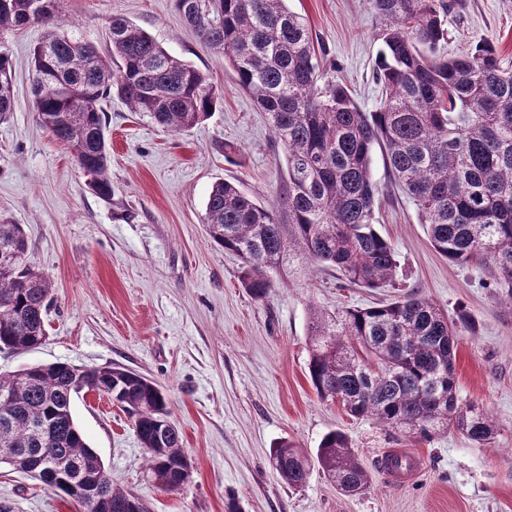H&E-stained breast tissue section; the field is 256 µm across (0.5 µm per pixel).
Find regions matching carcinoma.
<instances>
[{"label":"carcinoma","mask_w":512,"mask_h":512,"mask_svg":"<svg viewBox=\"0 0 512 512\" xmlns=\"http://www.w3.org/2000/svg\"><path fill=\"white\" fill-rule=\"evenodd\" d=\"M58 0H0V43L12 31L39 25L32 53L33 107L40 126L69 149L98 195L112 196L105 113L96 102L117 96L133 112L173 133L209 119L223 100L207 76L170 56L146 31L114 18L109 58L69 36ZM384 20L376 80L384 98L363 111L348 88L325 77L303 18L286 0H174L199 37L224 55L237 84L268 115L284 153L276 201L265 205L230 181L212 185L205 206L209 240L239 257L242 281L258 299L296 266L315 263L359 288L392 283L393 244L376 229L379 187L370 164L375 146L386 169L414 202L428 240L452 263L486 266L512 304V72L491 44L446 57L444 0H370ZM13 67L0 50V120L14 110ZM22 225L0 213V347L32 349L46 338L51 279L29 262ZM457 320L410 293L333 314L311 311L308 374L317 396L353 418L427 438L456 428L484 447L494 435L482 409L463 407L454 377ZM112 396L134 418L156 485L173 490L188 465L165 395L148 378L120 367L34 365L0 373V451L25 472L38 452L55 468L46 485L77 500L73 472L104 476V499L93 512H149L133 492L112 482L77 426L79 386ZM269 462L293 488L311 465L347 493L368 487V475L346 434L331 430L314 457L288 438Z\"/></svg>","instance_id":"carcinoma-1"}]
</instances>
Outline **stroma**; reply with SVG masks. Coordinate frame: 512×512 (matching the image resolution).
<instances>
[{"mask_svg":"<svg viewBox=\"0 0 512 512\" xmlns=\"http://www.w3.org/2000/svg\"><path fill=\"white\" fill-rule=\"evenodd\" d=\"M302 16L326 77L342 82L363 111L383 98L375 80L383 23L368 0H288ZM70 33L103 45L113 18L130 20L171 56L203 72L222 93L210 118L184 133L166 132L119 98L100 101L110 143L112 196L88 186L69 150L38 124L30 53L42 35L32 26L7 35L15 107L0 120V212L22 224L29 261L53 281L47 339L30 350H0V371L36 364L120 366L145 375L166 395L170 419L193 466L175 491L147 474L132 419L111 398L83 392L73 416L115 484L150 512H512V305L488 269L456 265L430 246L418 211L391 183L384 150L372 152L381 188L377 231L397 252L394 284L339 287L335 273L309 266L276 283L265 299L241 283V262L208 240L205 203L214 182L237 184L255 201L275 199L283 151L266 116L239 90L223 56L204 44L173 0H60ZM445 56L492 44L512 68V0H452L444 17ZM235 154L225 155V144ZM412 291L455 314L456 383L461 404L487 411L496 433L478 448L453 430L431 439L389 432L352 419L312 389L308 323L312 309L368 307ZM343 431L370 480L358 494L311 469L288 487L269 462L282 438L315 453L322 437ZM421 460L413 480L383 473L384 451ZM0 512H84L27 474L0 466Z\"/></svg>","mask_w":512,"mask_h":512,"instance_id":"stroma-1","label":"stroma"}]
</instances>
